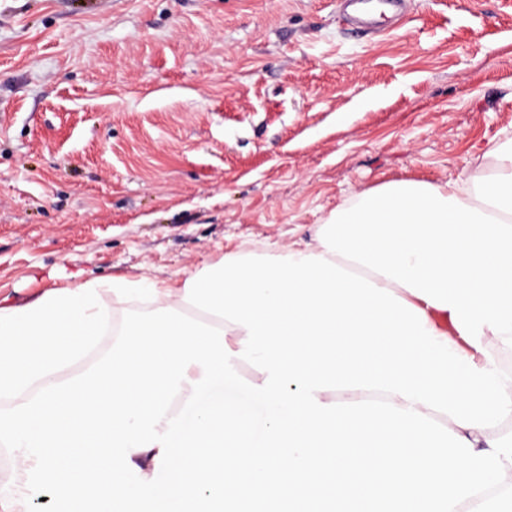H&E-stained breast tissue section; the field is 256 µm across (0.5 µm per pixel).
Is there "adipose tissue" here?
<instances>
[{
	"mask_svg": "<svg viewBox=\"0 0 512 512\" xmlns=\"http://www.w3.org/2000/svg\"><path fill=\"white\" fill-rule=\"evenodd\" d=\"M487 156L489 161L480 173L439 184L438 189L443 196L456 197L468 206L512 224V139L490 149ZM284 250L299 258L326 255L345 270L394 291L424 311L428 327L435 329L437 335L448 337V330L439 327L435 319L436 307L396 282L326 251L319 243H296L285 249L269 243L264 247L270 255ZM184 285L185 280L179 274L167 282L91 278L70 288L47 289L35 301L20 306L0 299V399L22 404L32 399L38 388L63 381L65 369L94 346L103 333L108 319L104 295L139 296L150 308L171 307L182 312L187 307Z\"/></svg>",
	"mask_w": 512,
	"mask_h": 512,
	"instance_id": "1",
	"label": "adipose tissue"
}]
</instances>
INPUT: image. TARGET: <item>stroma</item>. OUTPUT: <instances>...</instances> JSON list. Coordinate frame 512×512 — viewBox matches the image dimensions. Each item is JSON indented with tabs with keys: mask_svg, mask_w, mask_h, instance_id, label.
I'll return each instance as SVG.
<instances>
[{
	"mask_svg": "<svg viewBox=\"0 0 512 512\" xmlns=\"http://www.w3.org/2000/svg\"><path fill=\"white\" fill-rule=\"evenodd\" d=\"M0 0V297L312 242L512 138V0Z\"/></svg>",
	"mask_w": 512,
	"mask_h": 512,
	"instance_id": "35a3bbf8",
	"label": "stroma"
}]
</instances>
